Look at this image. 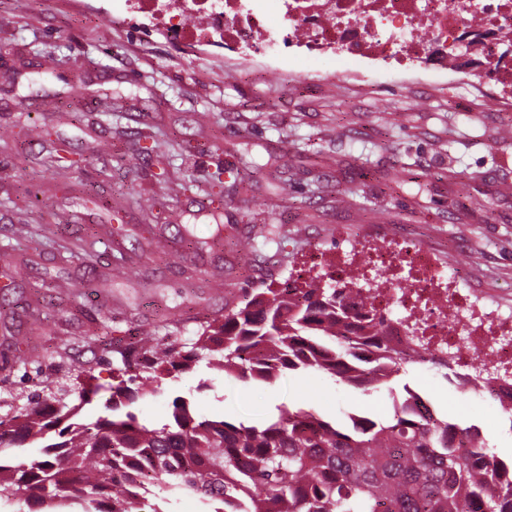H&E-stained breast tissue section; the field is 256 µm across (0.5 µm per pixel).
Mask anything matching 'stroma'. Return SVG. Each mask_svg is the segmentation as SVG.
I'll return each mask as SVG.
<instances>
[{"instance_id": "obj_1", "label": "stroma", "mask_w": 512, "mask_h": 512, "mask_svg": "<svg viewBox=\"0 0 512 512\" xmlns=\"http://www.w3.org/2000/svg\"><path fill=\"white\" fill-rule=\"evenodd\" d=\"M262 63L212 45L184 51L124 0H0L1 395L63 383L62 354L94 370L101 390L76 417L93 422L119 381L113 349L147 332L187 342L243 289L282 287L310 248L332 253L378 232L432 249L462 270L463 288L512 311V107L487 78L375 80L294 57L287 78H252ZM59 139L82 164L50 181L34 159ZM181 145L190 183L161 181ZM87 184L109 213L75 194ZM133 194L153 203L157 224ZM261 224L273 242L254 238ZM86 241L90 265L70 255ZM27 350L42 360L24 371L14 359ZM399 381L512 457V420L492 398L461 395L426 366ZM177 396L201 417L250 425L282 404L332 417L391 410L387 393L316 371L244 386L203 364L134 409L160 425Z\"/></svg>"}]
</instances>
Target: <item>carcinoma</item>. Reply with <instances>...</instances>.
Instances as JSON below:
<instances>
[{
    "mask_svg": "<svg viewBox=\"0 0 512 512\" xmlns=\"http://www.w3.org/2000/svg\"><path fill=\"white\" fill-rule=\"evenodd\" d=\"M51 174L58 149L40 157ZM383 322L352 289L317 279L303 288H247L224 321L182 345L167 336L116 350L132 372L105 414L73 422L78 405L50 391L0 416V493L29 512H162L150 503L164 484L213 504L209 512H512V459L498 457L476 425L438 416L409 386L392 383L408 364L430 363L383 337ZM209 357L224 377L273 383L315 370L363 390L384 389L392 410L329 420L313 408L281 406L263 425L198 418L181 396L169 422L140 423L131 406L159 382ZM70 395L100 388L91 369L69 375ZM53 435L43 455L15 463Z\"/></svg>",
    "mask_w": 512,
    "mask_h": 512,
    "instance_id": "carcinoma-1",
    "label": "carcinoma"
}]
</instances>
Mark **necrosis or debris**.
Returning <instances> with one entry per match:
<instances>
[{
    "mask_svg": "<svg viewBox=\"0 0 512 512\" xmlns=\"http://www.w3.org/2000/svg\"><path fill=\"white\" fill-rule=\"evenodd\" d=\"M173 40L207 42L272 60L350 59L393 73L455 68L459 36L484 33L485 72L512 102V61H502L501 33L512 35V0H128ZM351 287L368 285L366 302L403 349L448 355L460 391L477 367L512 377V314L460 288L432 250L383 237L327 254L309 252L299 280L318 274Z\"/></svg>",
    "mask_w": 512,
    "mask_h": 512,
    "instance_id": "obj_1",
    "label": "necrosis or debris"
}]
</instances>
